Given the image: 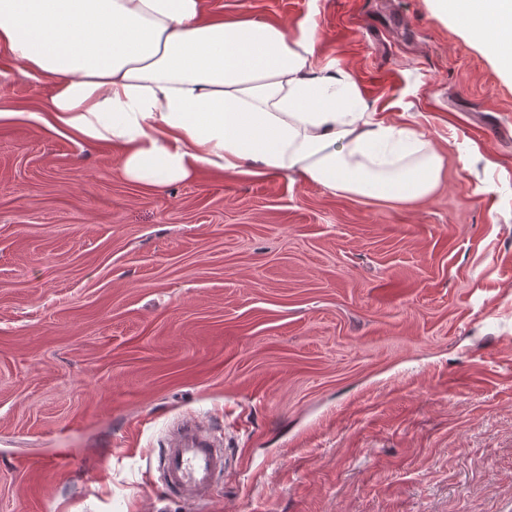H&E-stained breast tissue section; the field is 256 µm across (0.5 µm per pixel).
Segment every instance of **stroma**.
I'll return each mask as SVG.
<instances>
[{
  "instance_id": "stroma-1",
  "label": "stroma",
  "mask_w": 512,
  "mask_h": 512,
  "mask_svg": "<svg viewBox=\"0 0 512 512\" xmlns=\"http://www.w3.org/2000/svg\"><path fill=\"white\" fill-rule=\"evenodd\" d=\"M208 3L311 35L440 184L146 187L0 50V512H512V72L432 0ZM186 416L198 506L157 471ZM224 450L204 427L191 420L173 429L159 459L160 480L166 490L187 503L206 499L224 468Z\"/></svg>"
}]
</instances>
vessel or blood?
<instances>
[{"instance_id": "obj_1", "label": "vessel or blood", "mask_w": 512, "mask_h": 512, "mask_svg": "<svg viewBox=\"0 0 512 512\" xmlns=\"http://www.w3.org/2000/svg\"><path fill=\"white\" fill-rule=\"evenodd\" d=\"M224 462L219 442L200 423L186 420L177 424L164 446L160 480L166 490L195 503L211 495Z\"/></svg>"}]
</instances>
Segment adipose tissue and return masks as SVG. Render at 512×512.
I'll list each match as a JSON object with an SVG mask.
<instances>
[{"instance_id":"obj_1","label":"adipose tissue","mask_w":512,"mask_h":512,"mask_svg":"<svg viewBox=\"0 0 512 512\" xmlns=\"http://www.w3.org/2000/svg\"><path fill=\"white\" fill-rule=\"evenodd\" d=\"M205 0H0V49L52 80L47 126L119 148L129 181L159 188L218 170L298 175L331 193L428 197L444 157L426 134L378 120L354 77L318 66L307 35L208 20ZM488 40L512 0H437Z\"/></svg>"}]
</instances>
